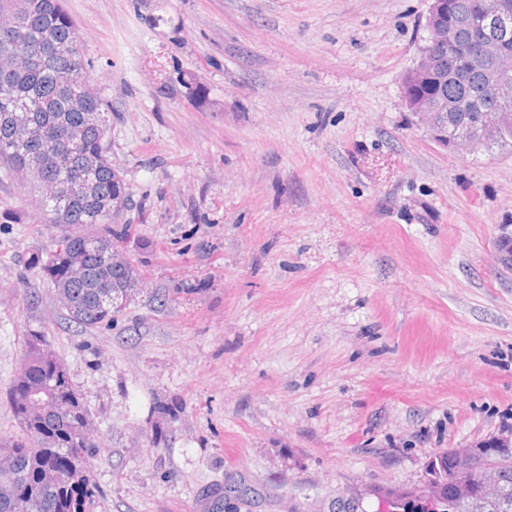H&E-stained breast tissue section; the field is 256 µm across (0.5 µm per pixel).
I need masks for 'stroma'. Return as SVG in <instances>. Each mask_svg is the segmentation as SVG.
Returning <instances> with one entry per match:
<instances>
[{"instance_id": "35a3bbf8", "label": "stroma", "mask_w": 512, "mask_h": 512, "mask_svg": "<svg viewBox=\"0 0 512 512\" xmlns=\"http://www.w3.org/2000/svg\"><path fill=\"white\" fill-rule=\"evenodd\" d=\"M142 287L71 322L64 234L0 174V438L28 336L82 397L95 512H375L512 432V149L405 104L432 0H66Z\"/></svg>"}]
</instances>
